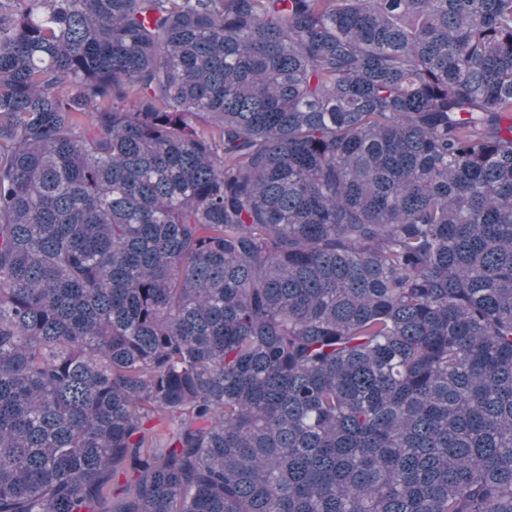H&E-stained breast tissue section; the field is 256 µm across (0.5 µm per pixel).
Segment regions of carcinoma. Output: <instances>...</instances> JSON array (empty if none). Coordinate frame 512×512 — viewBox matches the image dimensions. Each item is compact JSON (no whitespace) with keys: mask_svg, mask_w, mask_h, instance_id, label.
<instances>
[{"mask_svg":"<svg viewBox=\"0 0 512 512\" xmlns=\"http://www.w3.org/2000/svg\"><path fill=\"white\" fill-rule=\"evenodd\" d=\"M0 512H512V0H0Z\"/></svg>","mask_w":512,"mask_h":512,"instance_id":"cac0c4a2","label":"carcinoma"}]
</instances>
